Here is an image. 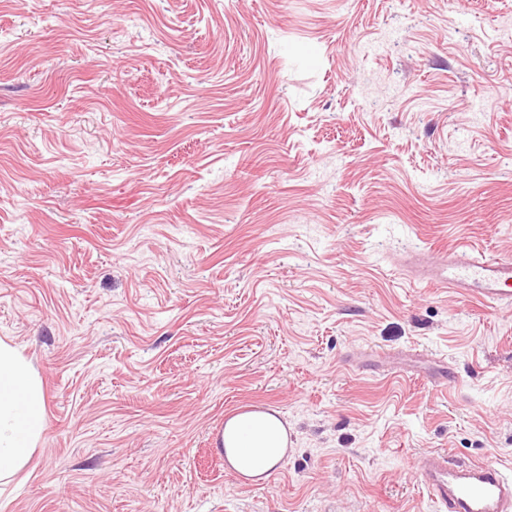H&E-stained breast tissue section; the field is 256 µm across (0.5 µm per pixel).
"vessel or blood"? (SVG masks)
I'll list each match as a JSON object with an SVG mask.
<instances>
[{
  "mask_svg": "<svg viewBox=\"0 0 512 512\" xmlns=\"http://www.w3.org/2000/svg\"><path fill=\"white\" fill-rule=\"evenodd\" d=\"M405 266L422 283L493 308H512L511 258L416 249L407 253ZM418 474L437 512H512V478L498 466L459 465L430 452L419 464Z\"/></svg>",
  "mask_w": 512,
  "mask_h": 512,
  "instance_id": "vessel-or-blood-1",
  "label": "vessel or blood"
}]
</instances>
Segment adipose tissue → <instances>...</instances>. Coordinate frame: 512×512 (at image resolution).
Here are the masks:
<instances>
[{
	"label": "adipose tissue",
	"instance_id": "adipose-tissue-1",
	"mask_svg": "<svg viewBox=\"0 0 512 512\" xmlns=\"http://www.w3.org/2000/svg\"><path fill=\"white\" fill-rule=\"evenodd\" d=\"M44 394L32 365L0 341V486L30 460L43 430ZM222 444L229 466L254 481L267 478L288 446V428L276 409L229 416Z\"/></svg>",
	"mask_w": 512,
	"mask_h": 512
}]
</instances>
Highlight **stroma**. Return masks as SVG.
I'll return each instance as SVG.
<instances>
[{"label": "stroma", "mask_w": 512, "mask_h": 512, "mask_svg": "<svg viewBox=\"0 0 512 512\" xmlns=\"http://www.w3.org/2000/svg\"><path fill=\"white\" fill-rule=\"evenodd\" d=\"M512 0H0V340L45 428L0 512H435L512 475ZM292 447L224 469L230 415ZM405 266L426 285L448 288L492 308H512L511 258L416 249L406 254ZM279 414L274 408L248 409L226 419L221 444L233 470L252 481L268 477L288 448V427ZM417 471L438 512L512 511V478L496 465L464 466L429 452Z\"/></svg>", "instance_id": "35a3bbf8"}]
</instances>
